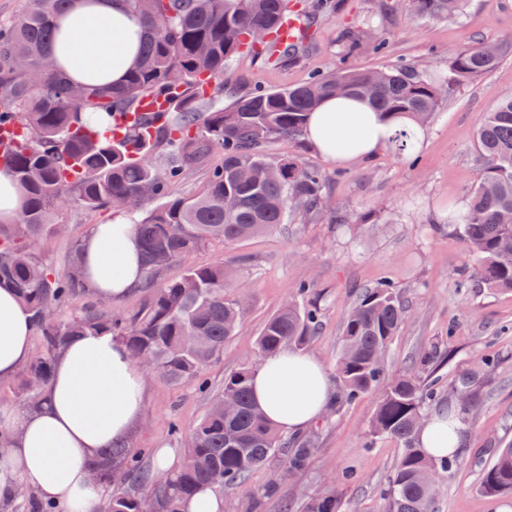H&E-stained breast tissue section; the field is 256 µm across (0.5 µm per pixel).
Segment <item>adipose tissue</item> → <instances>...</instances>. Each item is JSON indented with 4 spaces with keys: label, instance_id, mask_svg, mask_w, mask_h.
<instances>
[{
    "label": "adipose tissue",
    "instance_id": "ef3b65f1",
    "mask_svg": "<svg viewBox=\"0 0 512 512\" xmlns=\"http://www.w3.org/2000/svg\"><path fill=\"white\" fill-rule=\"evenodd\" d=\"M55 51L66 76L77 83H118L139 60L143 26L123 0H72L57 19ZM407 117L387 118L369 101L329 98L312 112L305 137L312 149L341 167L376 158L411 128ZM344 129L348 149L337 150L334 134ZM86 279L104 300L126 296L144 280L135 227L125 212L112 223L93 225L80 242ZM29 310L8 288H0V380L13 378L31 355ZM253 401L278 430L296 434L318 420L333 397L322 364L300 350L265 357L251 377ZM146 381L126 346L106 334L77 336L57 355L37 407L18 413L0 408V503L22 489L62 512H99L102 488L89 469L101 449L127 442L143 414ZM435 455H456L463 443L447 411L428 418L417 436Z\"/></svg>",
    "mask_w": 512,
    "mask_h": 512
}]
</instances>
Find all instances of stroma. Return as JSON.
<instances>
[{"label": "stroma", "instance_id": "1", "mask_svg": "<svg viewBox=\"0 0 512 512\" xmlns=\"http://www.w3.org/2000/svg\"><path fill=\"white\" fill-rule=\"evenodd\" d=\"M346 30L387 43L381 53L365 49L353 64L380 69L402 61L432 78L446 70L449 51L512 38V0H467L463 15L454 19L419 18L405 5L387 12L382 0H345L340 14L320 15L297 65L271 67L249 54L227 63L216 82L217 101L230 103L233 92L256 84L292 87L312 73L337 69L344 57L340 35ZM511 95L512 52L448 98L425 126L424 145L412 161L389 150L370 163L343 168L321 157L306 140L268 143L269 155L296 156L323 173L327 215L293 218L228 249L210 243L186 263L162 271V278L173 279L188 264L228 261L248 314L237 336L206 368L208 391L192 381L171 385L147 374L134 446L183 453L188 434L212 395L223 389L225 376L257 362L256 336L293 298L300 282L309 284L308 298L321 311V324L306 351L334 373L349 308L363 288L388 281L399 289L409 312L386 353V373L396 377L414 370L422 351L438 344L445 361L431 375L436 397L426 411L445 407L456 412L465 437L460 465L439 483L435 512H497L511 506L512 494L488 495L480 483L497 449L512 442V291L474 278L465 243L446 224L449 206L467 201L483 173L477 128L499 100ZM111 220V210L68 205L50 216L60 233L39 240L36 250L64 268L71 243L91 225ZM464 279L470 286L462 291L457 283ZM466 373L473 382L472 405L465 411L453 390ZM377 401L374 394L353 402L337 400L335 410L303 432L313 446L305 470L285 474L281 457H271L241 486L221 489L224 512H303L310 498L334 483L342 492V512H390L382 491L402 447L389 436L369 438ZM347 471L354 479L345 483L341 477Z\"/></svg>", "mask_w": 512, "mask_h": 512}]
</instances>
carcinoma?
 <instances>
[{"mask_svg":"<svg viewBox=\"0 0 512 512\" xmlns=\"http://www.w3.org/2000/svg\"><path fill=\"white\" fill-rule=\"evenodd\" d=\"M69 0H30L25 13L0 26V140L14 141L6 165L26 190L18 223L0 225V287L12 289L33 315L37 349L19 390L30 406L43 398L55 355L74 336L110 333L134 357H148L152 371L177 385H204L207 364L236 335L245 309L229 296L237 287L227 266H188L180 277L160 282L166 267L184 261L213 241L229 246L288 223L290 216L320 215L324 175L298 157L271 158L264 146L303 135L308 116L325 99H368L390 117L405 114L425 123L463 84L494 70L512 49L506 40L453 51L448 70L436 80L410 65L378 70L370 93L369 70L347 65L316 72L299 85L272 90L259 86L237 93L226 106L212 102L207 88L224 74V65L244 51L262 56L274 49L290 0H124L141 18L146 37L141 61L118 84L82 85L72 98V84L52 53L57 40L55 17ZM466 0H410L421 18H457ZM316 17L271 62L297 64ZM27 71L15 70L16 59ZM144 94L165 98L168 109L143 127L131 112ZM485 160L483 176L469 196L465 212L448 216V225L477 261V274L490 288L512 290V97L499 101L477 130ZM405 158L418 153L417 140L405 133L395 141ZM219 152L203 191L177 197L171 186ZM75 201L91 210L129 201L126 210L144 212L135 224L140 244L146 305L129 316L87 305L60 318L57 310L90 288L80 247L66 268L56 269L34 251L44 234L56 232L49 215ZM309 286L264 324L256 337L266 357L287 346H305L317 330L320 312L306 300ZM407 308L396 287L380 282L364 289L350 307L336 361V379L345 400L378 393L370 436H391L403 451L384 495L390 512H433L431 471L447 472L456 460L434 458L418 448L415 436L433 392L417 376L390 378L384 356L406 319ZM252 367L244 365L224 378L192 429L181 467L172 473L142 466L143 449L128 444L104 448L93 463L100 483L119 479L101 512H139L150 497L158 512H183L182 504L202 486L233 488L276 455L291 471L306 467L311 443L295 448L282 441L251 399ZM481 489L491 495L512 492V443L499 449L483 470ZM339 488L331 485L309 499L304 512H341Z\"/></svg>","mask_w":512,"mask_h":512,"instance_id":"carcinoma-1","label":"carcinoma"}]
</instances>
